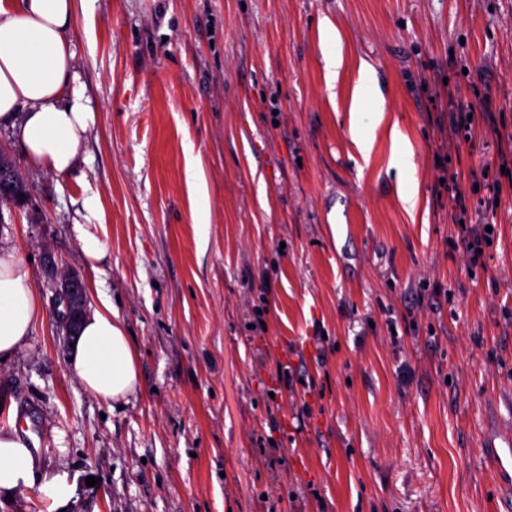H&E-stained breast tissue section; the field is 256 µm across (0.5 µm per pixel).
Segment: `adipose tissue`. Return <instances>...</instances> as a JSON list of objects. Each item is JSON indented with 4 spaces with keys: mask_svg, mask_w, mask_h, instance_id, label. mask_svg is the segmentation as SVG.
Returning a JSON list of instances; mask_svg holds the SVG:
<instances>
[{
    "mask_svg": "<svg viewBox=\"0 0 512 512\" xmlns=\"http://www.w3.org/2000/svg\"><path fill=\"white\" fill-rule=\"evenodd\" d=\"M77 0H0V127L11 129L27 161L57 174L72 170L96 114L84 93L69 32ZM86 222L73 230L86 263L96 265L107 247L93 220L97 198L84 204ZM82 323L73 369L95 397L119 403L141 386L139 360L112 301ZM46 309L32 286V274L15 251L0 249V357L13 354ZM42 483L57 503L67 500L60 477L37 480L30 449L21 437L0 434V497Z\"/></svg>",
    "mask_w": 512,
    "mask_h": 512,
    "instance_id": "adipose-tissue-1",
    "label": "adipose tissue"
}]
</instances>
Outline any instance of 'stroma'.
I'll use <instances>...</instances> for the list:
<instances>
[{"label": "stroma", "instance_id": "obj_1", "mask_svg": "<svg viewBox=\"0 0 512 512\" xmlns=\"http://www.w3.org/2000/svg\"><path fill=\"white\" fill-rule=\"evenodd\" d=\"M70 38L78 165L0 128L29 187L0 248L48 313L0 360V430H36L68 499L0 512H512V0H91ZM63 270L138 353L125 404L72 368ZM84 210L86 211L84 218L87 220V223L77 222L73 224V230L85 262L94 267L107 256V247L97 235V226L100 224H91V219L98 218L100 211L99 200L94 196L87 198Z\"/></svg>", "mask_w": 512, "mask_h": 512}]
</instances>
